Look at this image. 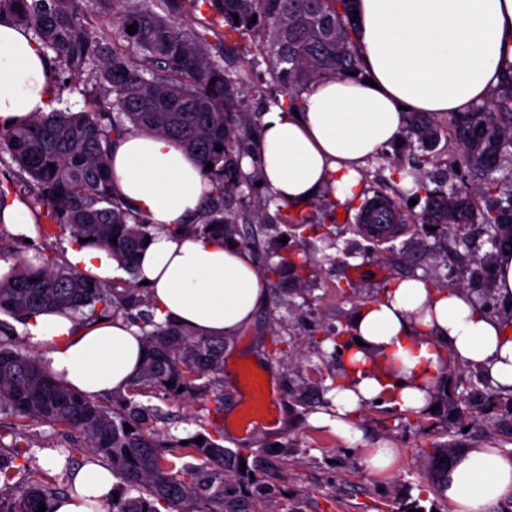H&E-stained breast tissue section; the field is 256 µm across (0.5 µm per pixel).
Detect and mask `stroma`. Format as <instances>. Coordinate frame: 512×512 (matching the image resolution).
Returning a JSON list of instances; mask_svg holds the SVG:
<instances>
[{"instance_id": "stroma-1", "label": "stroma", "mask_w": 512, "mask_h": 512, "mask_svg": "<svg viewBox=\"0 0 512 512\" xmlns=\"http://www.w3.org/2000/svg\"><path fill=\"white\" fill-rule=\"evenodd\" d=\"M424 162L426 170H436L445 163V155L408 146L393 147L370 159L365 168L368 176L393 178L395 164ZM338 220L328 238L301 240L286 234L284 227L271 232V248L283 250L305 243L316 264L314 284L307 293L308 305L300 313L289 314L281 291H274L269 303L259 310L253 324L224 350V444L244 447L277 457L282 498L275 503L276 512H397L399 496L419 500L425 512H450L446 502L427 492L428 465L424 448L435 442H462L475 448L494 443L512 455V418H503L498 432L485 436L480 428L465 434L443 429L418 432L410 428L402 412L380 404L360 417L361 442H350L336 434L331 426H313L311 413L326 410L329 396L310 399L308 405L289 407L288 377L298 363L322 365L333 351L332 342L313 349L308 342L315 330L345 326L354 304L340 289L347 278H356L363 298L382 294L384 287L402 277L417 275L431 279L433 274H446L448 266L469 262L487 250L480 227H473L468 244L448 242L440 246L437 238L408 223L399 225L394 241L373 245L357 228L358 206L337 205ZM285 336L303 347L302 357L275 352L274 335ZM261 355L265 365L258 373L274 389L279 402L276 418L258 425L250 434L237 431L234 422L246 400L240 373L248 369L251 355ZM26 433L31 440L29 453L34 461L27 472L16 475L18 483L38 480L62 485L68 473L49 467L51 455L76 456L79 461L90 458L86 448L70 449L51 427L29 424ZM396 448L393 469L386 474H368L362 464L360 448H373L377 443Z\"/></svg>"}]
</instances>
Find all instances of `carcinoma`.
Listing matches in <instances>:
<instances>
[{
	"label": "carcinoma",
	"mask_w": 512,
	"mask_h": 512,
	"mask_svg": "<svg viewBox=\"0 0 512 512\" xmlns=\"http://www.w3.org/2000/svg\"><path fill=\"white\" fill-rule=\"evenodd\" d=\"M201 1L224 22V41L249 36L264 50L266 73L253 67L252 79L245 80L232 66L211 58L206 34L186 32L184 14ZM81 2L0 0V17L30 30L50 56L56 85L91 71L99 88L84 94L80 112L55 110L22 126L0 127V164L8 158L15 165L8 184L17 181L27 189L38 221L48 226L47 236L58 230L78 248L107 250L129 279L120 288L86 276L54 254L42 257L39 266L13 264L0 279V415L49 426L109 465L126 489L109 512H265L260 505L270 503L276 492L274 464L248 448L224 446L220 418L227 339L156 320L136 264L151 236L150 224L114 195L111 149L119 138L140 132L168 137L197 157L207 190L195 222L168 228L173 234L225 236L254 248L260 243L258 226L269 222L315 236L329 231L326 223H336V216L335 203L327 198L313 203L312 212L284 204L271 215L236 205L263 179L256 163L249 174L240 169L242 159L254 155L261 118L249 111L243 86L248 83L260 94L267 74L288 93L286 100L275 98L272 104L293 106L318 82L359 72L354 0H100L101 26L88 21ZM132 24L133 35L127 33ZM443 135L463 186L431 190L427 181L436 175L418 171L414 197L425 203L414 223L461 239L469 225L485 226L491 251L475 259L474 277L484 281L478 307L494 313L495 238L512 236V69L490 99L471 111L443 122L413 114L406 122L404 139L428 151ZM217 145L223 150L216 151ZM209 163L213 168H206ZM267 273L273 286L288 279L302 294L313 276L312 258L303 247L287 256L271 252ZM46 308L82 318L121 314L140 328L144 363L127 392L91 398L52 380L41 360L22 348L11 325ZM345 335L346 330L334 327L312 342L318 346L330 340L339 352L347 348ZM296 377L288 389L295 404L336 388V372L330 369L300 366ZM469 379L472 393L464 398L458 393L456 363L445 358L426 386L425 412L408 410L406 415L415 417L420 428L429 414L438 424L462 429L478 425L492 407L503 405L512 413V397L482 390L489 381L486 370L470 369ZM149 397L199 404L195 421L200 430L182 440L157 427L168 417L144 402ZM435 405L439 410L434 412ZM126 423L131 430H124ZM199 437L200 444L195 442ZM22 443L30 445V438L18 424L0 431V512H37L65 494L60 487L13 482L30 467L29 458L17 451ZM424 452L430 464L428 488L438 495L447 486L448 463L463 449L435 442Z\"/></svg>",
	"instance_id": "1"
}]
</instances>
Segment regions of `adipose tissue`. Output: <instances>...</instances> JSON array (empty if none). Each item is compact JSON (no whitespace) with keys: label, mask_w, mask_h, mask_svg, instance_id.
I'll list each match as a JSON object with an SVG mask.
<instances>
[{"label":"adipose tissue","mask_w":512,"mask_h":512,"mask_svg":"<svg viewBox=\"0 0 512 512\" xmlns=\"http://www.w3.org/2000/svg\"><path fill=\"white\" fill-rule=\"evenodd\" d=\"M361 74L326 79L303 93L298 109L273 108L261 118L255 160L280 203L330 195L352 201L367 161L400 138L408 112L460 114L486 101L512 66V0H356ZM55 74L28 32L0 19V126H15L54 106ZM112 187L153 226L140 257V280L160 320L204 336H238L265 306L271 288L252 252L215 236L173 235L190 223L207 188L196 158L171 139L129 134L112 149ZM40 346L57 384L88 396L126 391L139 373L144 337L115 316L90 325L52 310L21 326ZM369 354L394 357L395 375L366 369L341 380L328 410L315 423L345 439L362 436L359 416L379 398L398 410L418 411L428 398L423 376L445 356L487 368L494 385L512 392V323L486 315L466 291L434 288L403 278L364 303L349 325ZM70 500L51 512H106L117 482L97 461L70 474ZM452 512H487L512 503V457L472 448L448 473Z\"/></svg>","instance_id":"obj_1"}]
</instances>
